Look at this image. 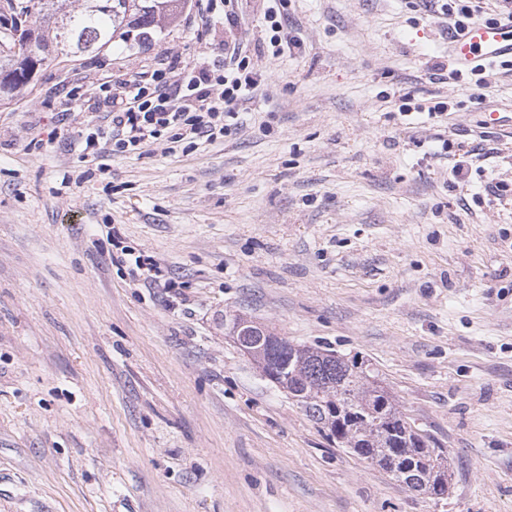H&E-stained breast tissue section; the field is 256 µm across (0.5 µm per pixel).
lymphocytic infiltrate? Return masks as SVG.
<instances>
[{
	"mask_svg": "<svg viewBox=\"0 0 512 512\" xmlns=\"http://www.w3.org/2000/svg\"><path fill=\"white\" fill-rule=\"evenodd\" d=\"M413 8L447 20L452 35L486 14L498 21L512 18V0H415ZM262 82V74L250 65L247 43L234 39L224 46L223 64L203 57L173 62L168 69L124 82L119 92L103 96L105 112L72 138L89 165L110 152L138 151L165 132L175 142H212L240 129V106Z\"/></svg>",
	"mask_w": 512,
	"mask_h": 512,
	"instance_id": "1",
	"label": "lymphocytic infiltrate"
}]
</instances>
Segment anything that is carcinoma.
Here are the masks:
<instances>
[{"label": "carcinoma", "mask_w": 512, "mask_h": 512, "mask_svg": "<svg viewBox=\"0 0 512 512\" xmlns=\"http://www.w3.org/2000/svg\"><path fill=\"white\" fill-rule=\"evenodd\" d=\"M186 0H5L11 28L0 44V102L28 85L40 65L38 52L83 57L113 41L132 46L152 39L172 22ZM229 335L263 376L288 392L338 446L416 492L437 497L452 486L448 453L415 429L396 398L369 365L330 349L295 346L251 319L236 316Z\"/></svg>", "instance_id": "carcinoma-1"}]
</instances>
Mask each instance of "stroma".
Listing matches in <instances>:
<instances>
[{"label": "stroma", "mask_w": 512, "mask_h": 512, "mask_svg": "<svg viewBox=\"0 0 512 512\" xmlns=\"http://www.w3.org/2000/svg\"><path fill=\"white\" fill-rule=\"evenodd\" d=\"M232 7L230 32L187 0L151 44L46 60L0 103V512H512V74L480 100L430 83L448 40L409 0H287L305 50L277 58L265 0ZM232 36L265 76L237 133L100 167L64 143V93L223 61ZM236 314L370 364L447 448L448 496L339 448Z\"/></svg>", "instance_id": "1"}]
</instances>
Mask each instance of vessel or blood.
<instances>
[{
	"mask_svg": "<svg viewBox=\"0 0 512 512\" xmlns=\"http://www.w3.org/2000/svg\"><path fill=\"white\" fill-rule=\"evenodd\" d=\"M448 53L462 71L480 63L512 56V20L494 26L465 29L449 42Z\"/></svg>",
	"mask_w": 512,
	"mask_h": 512,
	"instance_id": "vessel-or-blood-1",
	"label": "vessel or blood"
}]
</instances>
